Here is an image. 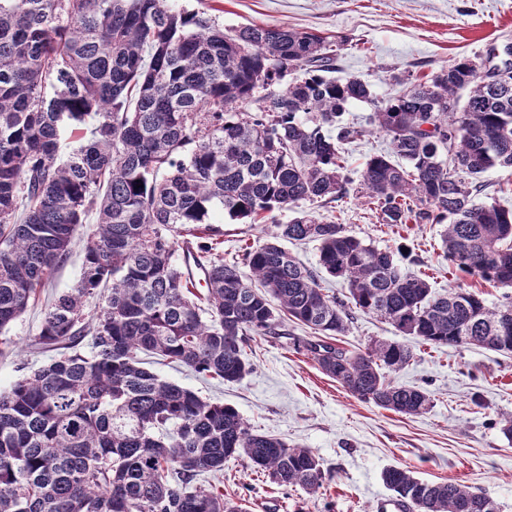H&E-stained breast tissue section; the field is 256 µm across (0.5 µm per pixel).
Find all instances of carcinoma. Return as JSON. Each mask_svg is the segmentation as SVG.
<instances>
[{
	"label": "carcinoma",
	"instance_id": "obj_1",
	"mask_svg": "<svg viewBox=\"0 0 512 512\" xmlns=\"http://www.w3.org/2000/svg\"><path fill=\"white\" fill-rule=\"evenodd\" d=\"M292 66L302 73L282 83ZM335 72L317 35L261 24L226 33L170 0H0V329L97 212L81 277L51 300L36 338L64 353L0 393V512H243L188 488L231 457L280 486L323 487L311 449L253 432L235 408L161 379L146 356L236 382L252 369L248 337L285 336L289 320L310 330L295 349L351 395L418 415L430 395L384 373L408 365L414 346L512 352L511 294L494 307L462 288L436 294L340 224L276 219L349 195L343 145L369 130L341 117L367 103L372 131L388 140L360 183L380 223L444 225L448 260L511 289L512 210L474 194L486 172L512 168V69L497 79L460 57L382 100ZM67 134L75 146L60 160ZM226 216L267 218L273 230L228 264L217 228ZM282 240L318 243V267ZM181 249L205 267L206 295L177 266ZM324 273L347 295L325 291ZM99 288L104 305L89 316ZM355 309L413 342L336 344ZM382 479L412 512H499L460 481L397 466Z\"/></svg>",
	"mask_w": 512,
	"mask_h": 512
}]
</instances>
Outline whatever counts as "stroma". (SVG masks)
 Masks as SVG:
<instances>
[{"label": "stroma", "mask_w": 512, "mask_h": 512, "mask_svg": "<svg viewBox=\"0 0 512 512\" xmlns=\"http://www.w3.org/2000/svg\"><path fill=\"white\" fill-rule=\"evenodd\" d=\"M232 30L251 23L285 25L321 36L338 49L336 78L366 81L380 99L396 94L406 77L433 75L452 60L486 59L512 43V0H174ZM342 224L347 233L382 250L396 252L410 272L426 274L435 292L461 287L487 304L500 302L502 288L456 269L440 248L441 225L380 224L362 194L323 203L302 201L296 211ZM222 250L238 260L246 245L265 238V224L225 221ZM88 228H81L64 262L27 311L0 337V392L50 362L35 339L52 297L73 288L81 277ZM288 336L250 337L245 352L251 371L227 383L187 368L154 365L163 380L201 398L233 406L254 432L311 449L329 479L317 493L283 488L256 474L242 458L207 472L198 484L242 500L246 512H375L391 498L383 471L398 466L428 482L457 480L494 499L500 512H512V440L502 421L512 417V353L476 346L419 345L403 369L390 372L396 383L431 394L424 413L409 416L360 401L296 351L291 336H304L288 324ZM399 333L375 316L355 312L342 346L396 341Z\"/></svg>", "instance_id": "1"}]
</instances>
